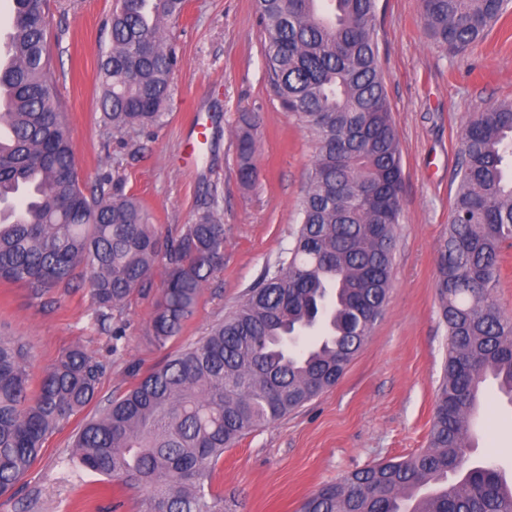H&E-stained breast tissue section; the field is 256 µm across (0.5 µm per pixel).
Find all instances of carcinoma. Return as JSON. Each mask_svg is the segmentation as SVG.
Returning a JSON list of instances; mask_svg holds the SVG:
<instances>
[{"label":"carcinoma","mask_w":512,"mask_h":512,"mask_svg":"<svg viewBox=\"0 0 512 512\" xmlns=\"http://www.w3.org/2000/svg\"><path fill=\"white\" fill-rule=\"evenodd\" d=\"M11 63L0 62V282L32 296L88 283L101 329L166 276L151 319L159 346L179 337L224 262V224L208 211L175 241L133 196L79 177L51 74L47 0H12ZM255 0L267 78L315 142L292 245L208 335L107 400L76 434L80 464L136 488L144 512H224L214 469L248 432L334 387L382 315L402 212L399 141L378 65L375 0ZM509 0H423L443 45L480 42ZM184 0H115L100 50L101 120L120 131L163 125L177 56L167 23ZM237 137L239 176H257V117ZM436 291L447 357L428 445L312 493L301 512H512V476L467 457L481 388L512 398V317L497 307L512 242V99L469 119ZM324 335L300 342L317 325ZM29 349L0 334V496L40 457L48 436L96 398L106 366L75 345L31 389Z\"/></svg>","instance_id":"1"}]
</instances>
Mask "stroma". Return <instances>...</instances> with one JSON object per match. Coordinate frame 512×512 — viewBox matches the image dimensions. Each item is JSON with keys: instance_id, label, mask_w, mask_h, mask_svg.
<instances>
[{"instance_id": "1", "label": "stroma", "mask_w": 512, "mask_h": 512, "mask_svg": "<svg viewBox=\"0 0 512 512\" xmlns=\"http://www.w3.org/2000/svg\"><path fill=\"white\" fill-rule=\"evenodd\" d=\"M113 0H49L47 29L78 173L110 179L139 197L163 235L178 237L209 206L224 224V265L210 278L179 338L151 339L166 270L114 312L113 338L96 322L86 289L55 292L43 306L21 284L0 282V333L28 346L33 381L62 351L81 345L108 366L95 401L45 443L0 512H142L141 497L84 469L71 444L80 428L139 375L207 335L241 304L264 268L288 248L315 146L274 95L254 0H187L167 30L179 63L164 126L113 132L100 120L96 71ZM378 61L397 131L403 209L395 227L392 282L382 318L333 388L225 449L214 484L224 512H299L318 488L368 465L425 448L446 355L438 318L436 246L448 233L465 122L512 98V9L485 39L458 52L429 35L422 0H376ZM259 115L258 174L238 175L241 113ZM467 454L512 475V402L487 381ZM97 496H90V489Z\"/></svg>"}]
</instances>
